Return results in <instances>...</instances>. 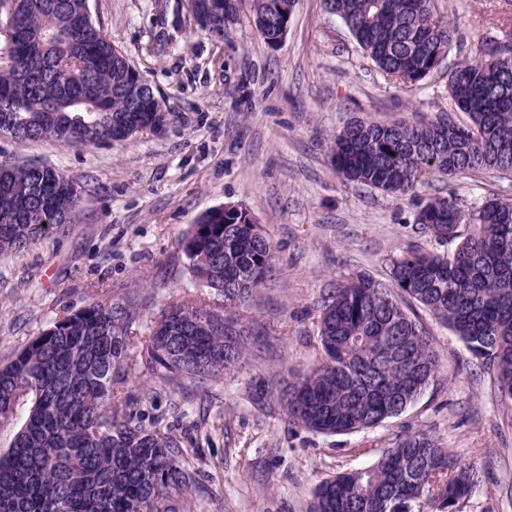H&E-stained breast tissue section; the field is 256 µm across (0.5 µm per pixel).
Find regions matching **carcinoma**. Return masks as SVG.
<instances>
[{
	"instance_id": "1",
	"label": "carcinoma",
	"mask_w": 512,
	"mask_h": 512,
	"mask_svg": "<svg viewBox=\"0 0 512 512\" xmlns=\"http://www.w3.org/2000/svg\"><path fill=\"white\" fill-rule=\"evenodd\" d=\"M250 2L267 44L283 17L269 0H194L193 21L218 40ZM386 75L413 87L435 71L453 39L431 0H325ZM0 41L14 65L0 67V120L20 142L125 141L169 112L119 51L89 0H0ZM467 116L414 124L359 118L334 139L331 161L345 180L388 195L423 178L495 169L512 173V56L490 53L449 72ZM80 192L63 172L0 162V252H21L77 220ZM421 232L457 242L441 254L415 245L391 260L390 284L370 276L336 283L319 306L323 361L288 391V417L320 434H348L401 415L438 373L439 356L415 302L454 329L512 397V202L464 208L452 192L421 203ZM468 225L467 235L460 233ZM195 281L224 299L175 304L141 342L144 370L163 381L211 379L238 370L251 329L231 311L248 305L274 266L273 242L244 216L209 211L180 242ZM127 307L93 301L54 321L0 365V512H172L196 483L178 440L137 415L112 411L113 378L131 341ZM474 468L425 433L383 451L372 467L321 482L310 512H461Z\"/></svg>"
}]
</instances>
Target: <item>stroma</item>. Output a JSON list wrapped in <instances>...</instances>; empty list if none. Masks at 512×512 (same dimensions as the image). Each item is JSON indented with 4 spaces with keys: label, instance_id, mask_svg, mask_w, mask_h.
Masks as SVG:
<instances>
[{
    "label": "stroma",
    "instance_id": "stroma-1",
    "mask_svg": "<svg viewBox=\"0 0 512 512\" xmlns=\"http://www.w3.org/2000/svg\"><path fill=\"white\" fill-rule=\"evenodd\" d=\"M113 43L161 94L162 133L101 145L19 143L0 136V161L63 171L80 192L74 224L26 252L0 254V364L40 330L92 300L127 306L134 336L117 372L147 428L175 436L198 472L177 512H308L315 487L377 462L385 448L428 434L479 473L463 512H512V398L446 323L419 311L439 373L398 417L358 432L319 434L289 421L280 388L320 360L318 302L336 281L385 282L417 230L421 202L455 193L466 206L512 200V175L432 174L387 195L343 181L336 133L363 117L463 120L448 92L460 60L512 40V0H433L457 32L441 69L407 88L384 74L323 0H296L283 41L268 46L249 12L217 40L187 0H90ZM244 204L272 240L275 266L240 309L255 334L240 371L163 383L141 366L139 339L170 304L214 303L187 269L181 239L206 212Z\"/></svg>",
    "mask_w": 512,
    "mask_h": 512
}]
</instances>
